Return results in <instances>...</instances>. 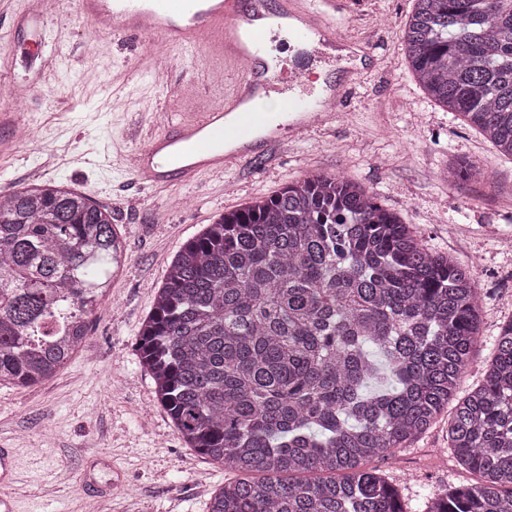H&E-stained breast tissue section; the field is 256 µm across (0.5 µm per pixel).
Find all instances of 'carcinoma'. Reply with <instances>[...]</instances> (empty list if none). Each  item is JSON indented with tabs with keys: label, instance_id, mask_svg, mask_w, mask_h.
Listing matches in <instances>:
<instances>
[{
	"label": "carcinoma",
	"instance_id": "obj_1",
	"mask_svg": "<svg viewBox=\"0 0 512 512\" xmlns=\"http://www.w3.org/2000/svg\"><path fill=\"white\" fill-rule=\"evenodd\" d=\"M401 41L425 94L512 158V0H414ZM116 252L112 212L81 192L0 195L1 387L41 383L82 347ZM481 324L474 267L426 248L359 183L319 174L185 242L138 350L186 445L237 474L208 512H407L365 463L448 407V447L477 482L422 512H512V319L460 393Z\"/></svg>",
	"mask_w": 512,
	"mask_h": 512
}]
</instances>
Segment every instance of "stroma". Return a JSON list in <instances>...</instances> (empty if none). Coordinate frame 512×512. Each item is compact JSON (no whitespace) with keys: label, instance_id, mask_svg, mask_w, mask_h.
<instances>
[{"label":"stroma","instance_id":"stroma-1","mask_svg":"<svg viewBox=\"0 0 512 512\" xmlns=\"http://www.w3.org/2000/svg\"><path fill=\"white\" fill-rule=\"evenodd\" d=\"M20 7L0 0V112L19 113L31 135L0 161V189L51 181L82 192L125 227L128 253L72 360L38 385L0 388V442L18 451L11 491L20 512H208L232 474L182 441L139 365V329L185 241L294 180H355L400 212L427 248L476 268L484 345L462 385L482 379L498 328L512 318V158L423 92L401 46L412 0H349L337 15V29L371 40L383 62L366 69L334 123L222 177L148 190L131 180L133 153L165 117L206 111L228 85L223 67L203 49H171L166 72L153 75L142 63L149 36L96 32L65 2L17 37ZM39 69L41 84L16 98ZM460 160L479 162L485 179L445 180ZM447 430L440 415L410 448L371 462L400 487L409 512L469 479Z\"/></svg>","mask_w":512,"mask_h":512}]
</instances>
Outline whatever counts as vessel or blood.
Wrapping results in <instances>:
<instances>
[{
	"label": "vessel or blood",
	"instance_id": "obj_1",
	"mask_svg": "<svg viewBox=\"0 0 512 512\" xmlns=\"http://www.w3.org/2000/svg\"><path fill=\"white\" fill-rule=\"evenodd\" d=\"M321 2L317 10L311 0H74L77 13L99 32H144L165 47L185 50L206 42L211 59L232 75L222 100L200 117L165 123L135 152L130 165L135 182L190 184L278 144V137L266 133L276 120L256 103L259 93L280 95L282 112L293 115L290 132L332 122L334 108L323 105L327 87L310 83L303 61L283 67L273 50L279 30L265 23L269 17L285 21L297 43L323 54L328 64L351 60L346 83L355 85L364 74L356 61L373 58V44L347 37L326 21L324 8L342 11L344 0ZM18 123L17 113H0L1 160L15 153ZM15 468L14 449L0 448V512H18L15 497L5 491Z\"/></svg>",
	"mask_w": 512,
	"mask_h": 512
}]
</instances>
